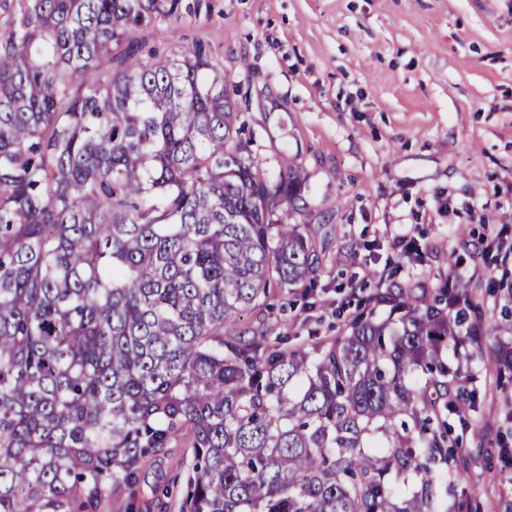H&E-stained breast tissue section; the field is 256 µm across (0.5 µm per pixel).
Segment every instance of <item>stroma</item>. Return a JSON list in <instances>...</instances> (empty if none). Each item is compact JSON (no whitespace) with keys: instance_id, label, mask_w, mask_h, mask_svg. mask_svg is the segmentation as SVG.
<instances>
[{"instance_id":"obj_1","label":"stroma","mask_w":512,"mask_h":512,"mask_svg":"<svg viewBox=\"0 0 512 512\" xmlns=\"http://www.w3.org/2000/svg\"><path fill=\"white\" fill-rule=\"evenodd\" d=\"M144 50L205 48L249 90L262 155L298 159L322 263L312 296L275 291L289 346L341 333L371 291L477 282L481 323L512 314V0H177L134 30ZM405 236L426 262L401 252ZM483 340L458 485L469 512H512V370Z\"/></svg>"}]
</instances>
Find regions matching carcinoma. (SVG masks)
I'll list each match as a JSON object with an SVG mask.
<instances>
[{
    "label": "carcinoma",
    "instance_id": "cac0c4a2",
    "mask_svg": "<svg viewBox=\"0 0 512 512\" xmlns=\"http://www.w3.org/2000/svg\"><path fill=\"white\" fill-rule=\"evenodd\" d=\"M154 8L22 0L0 41V512H140L172 448L179 512H463L475 285L450 261L272 337L321 265L303 166L270 177L200 46L139 56ZM171 456L161 457L160 460H157L151 468H149L144 475L145 483L143 484L144 496L145 498H150L151 493L149 490L150 486L155 485L157 482L166 480L171 476L173 470L175 469V465L178 459V456L183 452H186L185 448H172Z\"/></svg>",
    "mask_w": 512,
    "mask_h": 512
}]
</instances>
